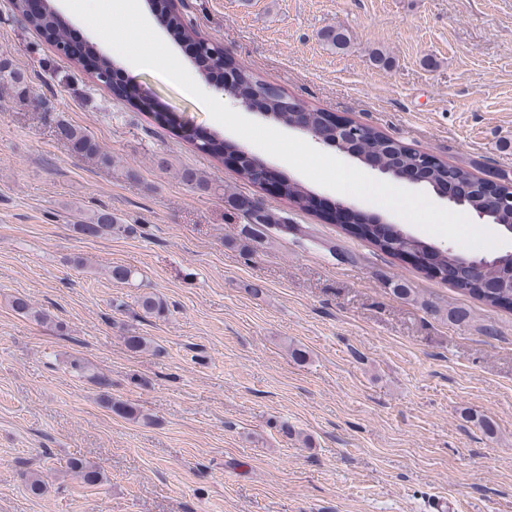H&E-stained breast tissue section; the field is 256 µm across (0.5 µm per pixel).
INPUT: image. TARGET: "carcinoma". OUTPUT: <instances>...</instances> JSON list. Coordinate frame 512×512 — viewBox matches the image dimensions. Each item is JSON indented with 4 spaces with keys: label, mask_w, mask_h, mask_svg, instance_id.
<instances>
[{
    "label": "carcinoma",
    "mask_w": 512,
    "mask_h": 512,
    "mask_svg": "<svg viewBox=\"0 0 512 512\" xmlns=\"http://www.w3.org/2000/svg\"><path fill=\"white\" fill-rule=\"evenodd\" d=\"M15 9L34 28L53 36L55 46L62 50L66 47V33L58 28L54 7L46 5L37 14H28L27 0H15ZM150 7L166 20L170 36L176 41H189L193 31L185 23L180 12L169 6V0H151ZM227 58L222 56L216 59H208L203 63L201 76L204 79L211 77V72L220 71L225 75L224 94L239 101H256L265 111L272 113L282 123L290 124L295 121L303 122L323 139L336 137V125L330 122L325 113L303 108V112L286 111L282 108L281 91H272L267 84L259 80L247 70L233 65L226 66ZM6 89L19 99H25L30 93L26 75L18 69L9 59H0V90ZM112 92L129 102L139 112H145L160 127H173L177 124V118L172 112L161 111L156 102L149 97H141L131 94L126 89L112 86ZM61 135L69 142L72 150L81 156L94 157L105 165H112V157L104 153L99 144L83 130L73 126L60 128ZM204 147V153L224 159V153L234 152L232 145L224 143V140L212 137L200 142ZM352 146L357 149L361 158L369 159L378 165H387L395 161L403 167H411L416 161L417 153L406 149L400 144L391 145L385 142V138L371 128L362 130V134L352 140ZM182 180L194 185L198 190L208 192L212 189L211 180L200 172L186 169L181 173ZM473 175L461 168L446 164H433L430 173V182L437 188H442L450 183L467 186ZM276 192L292 201L296 206L302 207L306 203L307 190L300 183L288 179H282L276 184ZM237 210L253 224H278L280 217L261 206L254 199L230 194L227 196ZM123 225L117 223L116 217L107 211H99L79 224L82 234L90 237L110 236L116 231H121ZM399 239L387 240L381 236L373 224H367L364 228L365 238L376 248L393 256L405 257L418 251L429 248V244L405 235ZM459 262L458 253L443 250L435 260V272L442 278H448V266ZM458 286L473 294L491 306H498L503 298L512 299V265L502 264L486 267L481 274H474L468 269H459L457 274ZM12 309L22 316H32L37 320L46 322L50 315L34 308L31 303L22 296L15 297L11 302ZM139 307L146 314L161 315L167 308L166 302L160 297L149 294L139 300ZM67 468L73 475L79 477L87 485H95L101 481V472L79 457H71L67 461Z\"/></svg>",
    "instance_id": "cac0c4a2"
}]
</instances>
